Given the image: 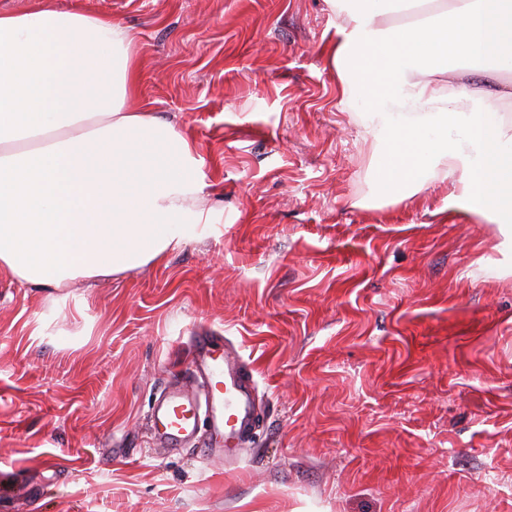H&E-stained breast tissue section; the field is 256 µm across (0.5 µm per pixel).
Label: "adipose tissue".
Instances as JSON below:
<instances>
[{
    "mask_svg": "<svg viewBox=\"0 0 512 512\" xmlns=\"http://www.w3.org/2000/svg\"><path fill=\"white\" fill-rule=\"evenodd\" d=\"M338 19L326 50L344 101L362 100L381 195L451 179L452 206L494 222L512 251V82L496 98L449 84V62L512 72V0H453L397 28L377 16L425 0H324ZM121 23L38 0L0 12V267L60 288L149 263L210 217L189 136L149 112Z\"/></svg>",
    "mask_w": 512,
    "mask_h": 512,
    "instance_id": "ef3b65f1",
    "label": "adipose tissue"
}]
</instances>
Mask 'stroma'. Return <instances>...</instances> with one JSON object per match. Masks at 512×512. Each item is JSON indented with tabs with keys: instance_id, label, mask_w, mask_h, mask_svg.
<instances>
[{
	"instance_id": "obj_1",
	"label": "stroma",
	"mask_w": 512,
	"mask_h": 512,
	"mask_svg": "<svg viewBox=\"0 0 512 512\" xmlns=\"http://www.w3.org/2000/svg\"><path fill=\"white\" fill-rule=\"evenodd\" d=\"M112 17L212 222L98 282L0 269V512H512V273L450 181L379 196L324 0H54ZM248 361L237 460L153 444L192 336Z\"/></svg>"
}]
</instances>
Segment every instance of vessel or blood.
Returning a JSON list of instances; mask_svg holds the SVG:
<instances>
[{
    "instance_id": "b4317fda",
    "label": "vessel or blood",
    "mask_w": 512,
    "mask_h": 512,
    "mask_svg": "<svg viewBox=\"0 0 512 512\" xmlns=\"http://www.w3.org/2000/svg\"><path fill=\"white\" fill-rule=\"evenodd\" d=\"M255 381L219 337H195L187 368L154 401L152 429L161 447L199 446L234 457L253 439L257 419L251 395Z\"/></svg>"
}]
</instances>
